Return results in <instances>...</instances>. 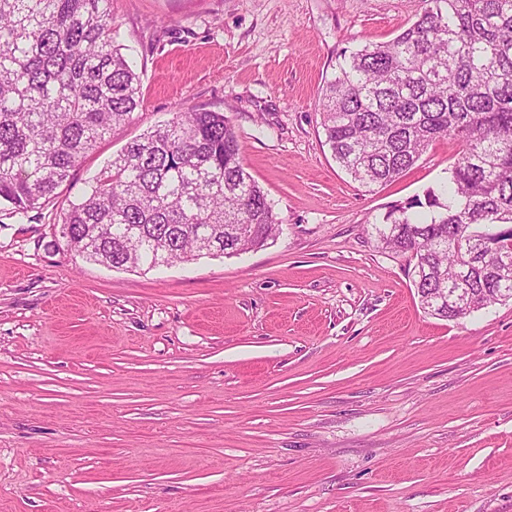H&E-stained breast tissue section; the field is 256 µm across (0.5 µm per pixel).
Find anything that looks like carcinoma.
I'll return each instance as SVG.
<instances>
[{
	"label": "carcinoma",
	"mask_w": 512,
	"mask_h": 512,
	"mask_svg": "<svg viewBox=\"0 0 512 512\" xmlns=\"http://www.w3.org/2000/svg\"><path fill=\"white\" fill-rule=\"evenodd\" d=\"M110 0H0V209L41 207L132 118L141 79ZM393 39L341 54L319 102L325 142L360 186L398 179L437 140L462 151L438 190L374 225L413 262L423 309L459 320L512 300V0H424ZM75 255L117 269L232 257L275 239L267 194L222 112H177L128 143L68 204ZM466 273L475 308L442 300Z\"/></svg>",
	"instance_id": "obj_1"
}]
</instances>
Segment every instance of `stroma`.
I'll return each mask as SVG.
<instances>
[{"label": "stroma", "mask_w": 512, "mask_h": 512, "mask_svg": "<svg viewBox=\"0 0 512 512\" xmlns=\"http://www.w3.org/2000/svg\"><path fill=\"white\" fill-rule=\"evenodd\" d=\"M109 8L141 106L41 208L0 212V512H512V301L430 316L372 233L460 144L367 189L321 127L340 53L421 0ZM191 109L231 120L276 239L152 270L74 257L69 201Z\"/></svg>", "instance_id": "1"}]
</instances>
